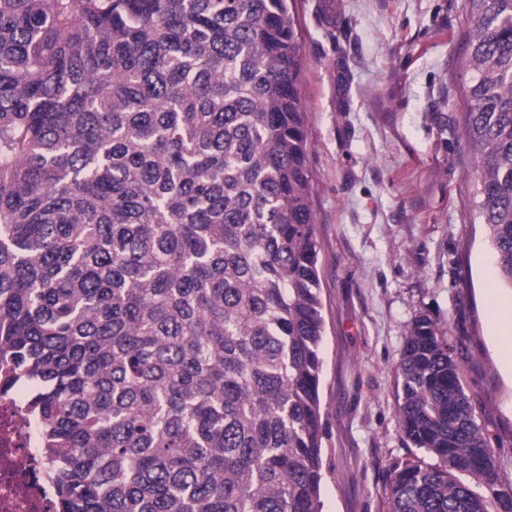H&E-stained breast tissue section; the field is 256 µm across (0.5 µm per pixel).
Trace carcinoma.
Returning a JSON list of instances; mask_svg holds the SVG:
<instances>
[{"instance_id":"1","label":"carcinoma","mask_w":512,"mask_h":512,"mask_svg":"<svg viewBox=\"0 0 512 512\" xmlns=\"http://www.w3.org/2000/svg\"><path fill=\"white\" fill-rule=\"evenodd\" d=\"M463 124L512 288V0H468ZM288 0H0V388L59 512H322L325 319ZM387 512H512L417 317Z\"/></svg>"}]
</instances>
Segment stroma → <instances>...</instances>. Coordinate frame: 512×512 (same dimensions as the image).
<instances>
[{
  "mask_svg": "<svg viewBox=\"0 0 512 512\" xmlns=\"http://www.w3.org/2000/svg\"><path fill=\"white\" fill-rule=\"evenodd\" d=\"M326 336L323 512H386L392 467L422 456L397 421L418 316L448 340L512 489V326L476 209L463 128L467 0H295Z\"/></svg>",
  "mask_w": 512,
  "mask_h": 512,
  "instance_id": "35a3bbf8",
  "label": "stroma"
}]
</instances>
